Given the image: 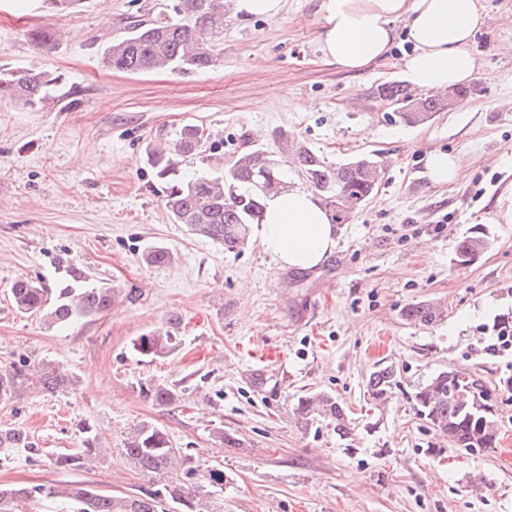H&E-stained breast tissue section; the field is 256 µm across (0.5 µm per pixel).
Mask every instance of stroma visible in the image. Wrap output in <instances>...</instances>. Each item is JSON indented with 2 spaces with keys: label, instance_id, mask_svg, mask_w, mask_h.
Returning <instances> with one entry per match:
<instances>
[{
  "label": "stroma",
  "instance_id": "1",
  "mask_svg": "<svg viewBox=\"0 0 512 512\" xmlns=\"http://www.w3.org/2000/svg\"><path fill=\"white\" fill-rule=\"evenodd\" d=\"M177 3L74 0L54 12L42 0H0V65L59 78L37 109L0 99V369L51 360L76 380L66 393L26 382L0 398V429L23 428L42 450H0V484L137 494L145 481L121 448L149 421L201 465L223 467L224 512H512V349L492 347L497 325L512 321V0H478L472 92L422 125L389 121L374 95L404 81L410 44L397 38L368 70H341L319 50L321 0H284L271 18L228 14L204 71L102 67L131 21L173 14ZM39 26L60 31L54 48L29 39ZM186 124L209 135L182 165L189 177L217 173V160L247 146L281 160L275 139L285 132L331 166L381 159L384 178L338 226L323 264L282 267L256 241L227 251L173 223L145 148ZM436 149L468 154L462 179L432 184L425 159ZM478 229L488 249L456 266L458 241ZM153 245L171 261L148 263ZM65 263L112 285L122 303L52 328L13 308L16 277L51 288ZM416 303L445 316L408 322L403 311ZM173 314L176 350L145 360L134 341ZM258 348L281 361L253 358ZM386 365L397 386L376 408L366 381ZM451 367L488 389L494 451L463 454L417 416L416 391ZM154 383L176 387L179 401L147 399ZM316 392L343 403L347 435L296 418L298 398ZM85 423L101 439L100 459L55 469L53 454L82 448ZM222 430L239 447H224Z\"/></svg>",
  "mask_w": 512,
  "mask_h": 512
}]
</instances>
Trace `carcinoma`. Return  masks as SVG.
Here are the masks:
<instances>
[{"label": "carcinoma", "instance_id": "carcinoma-1", "mask_svg": "<svg viewBox=\"0 0 512 512\" xmlns=\"http://www.w3.org/2000/svg\"><path fill=\"white\" fill-rule=\"evenodd\" d=\"M225 0H179L176 16H160L139 21L126 35L113 41L102 58L104 67L130 73L148 71L194 72L211 67L216 58V40L224 31ZM37 46L50 49L57 43L55 30L37 28L29 33ZM57 78L44 72L0 68V99L8 98L26 108L35 109L49 97ZM377 98L391 109L389 118L405 124L421 125L448 109L436 97L414 95L399 82H387L377 89ZM208 139L205 130L192 124L175 131L168 144L146 149L147 162L162 186L165 207L177 224L197 236L210 239L227 250L241 249L249 241L252 225L260 222L267 198L288 190L289 185L278 163L263 149H249L224 167L221 173L189 178L181 164L185 158L201 152ZM284 163L299 168L308 186L316 192L328 212L331 223L347 224L372 196L382 178L383 168L371 156H362L336 168L326 164L305 144L282 136ZM489 245L488 237L475 232L463 237L456 246L454 263L467 267ZM14 308L35 314L49 326L68 324L81 317L103 313L112 308L117 295L105 283L86 281L81 272L65 267L54 288L39 281L17 278L11 288ZM405 319L431 324L443 317V310L426 303L408 306ZM176 337L158 329L134 342L140 356L152 361L169 354ZM32 386L48 393L67 392L73 380L51 362H40L32 370ZM24 381V371L0 373V395L5 396ZM397 384V372L391 365L372 372L366 384L368 401L374 406L386 404ZM153 403L170 405L179 399V391L169 385H153L145 390ZM417 415L436 435L448 439V445L470 455L496 448L493 405L482 381L462 368H450L433 375L415 393ZM295 412L304 422L317 417L335 423L336 433H348L347 415L332 395L319 392L298 398ZM1 448H23L32 455L38 449L27 433L13 429L0 433ZM122 454L146 478L148 486L140 493L113 496L84 484L31 488L0 485V512H18L22 501L43 497L65 502L72 512H224V470L201 467L194 456L175 448L159 426L142 421L126 438ZM103 449L96 438L86 437L76 454L54 459L60 469H75L95 462ZM170 471L182 474L178 484L169 483Z\"/></svg>", "mask_w": 512, "mask_h": 512}]
</instances>
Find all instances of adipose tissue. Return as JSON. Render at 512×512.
Instances as JSON below:
<instances>
[{"label": "adipose tissue", "mask_w": 512, "mask_h": 512, "mask_svg": "<svg viewBox=\"0 0 512 512\" xmlns=\"http://www.w3.org/2000/svg\"><path fill=\"white\" fill-rule=\"evenodd\" d=\"M323 57L347 71L383 59L395 39L393 20L404 19L412 51L403 59L409 82L446 93L475 70L468 50L481 24L477 0H322ZM253 232L264 253L279 265L310 269L336 249V227L319 198L293 188L270 198Z\"/></svg>", "instance_id": "adipose-tissue-1"}]
</instances>
